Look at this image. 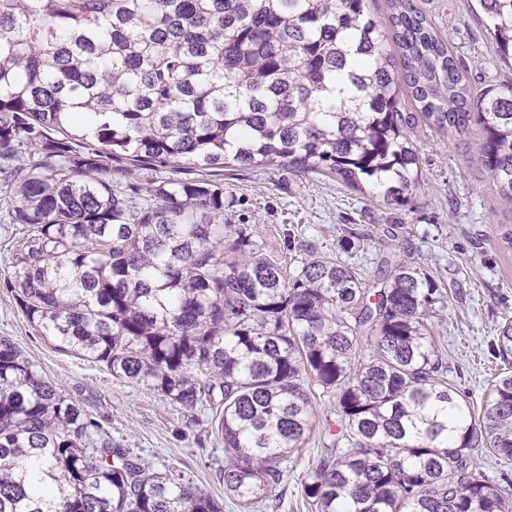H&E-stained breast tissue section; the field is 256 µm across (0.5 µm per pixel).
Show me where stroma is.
Here are the masks:
<instances>
[{
	"instance_id": "obj_1",
	"label": "stroma",
	"mask_w": 512,
	"mask_h": 512,
	"mask_svg": "<svg viewBox=\"0 0 512 512\" xmlns=\"http://www.w3.org/2000/svg\"><path fill=\"white\" fill-rule=\"evenodd\" d=\"M414 4L463 61L472 85L512 81V58L496 57L478 0ZM413 140L422 179L405 205L385 206L333 180L267 167L225 175L224 195L232 204L224 209V221L249 225L261 253L290 272L312 253L348 263L367 277L382 253L429 271L447 289L431 323L448 359V382L478 410L505 367L494 345L504 317L512 318V246L502 239L512 229V214L480 163V127L448 137L421 125ZM351 231L355 239L341 249L340 240ZM23 240L0 199V282L14 273ZM0 337L14 342L40 376L101 415L113 441L131 449L146 467L180 470L222 501L224 512H315L302 485L340 428L333 393H317L316 425L286 462L277 502H258L245 511L224 498V446L207 424H190L183 410L142 384L57 352L1 285Z\"/></svg>"
}]
</instances>
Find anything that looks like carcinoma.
Returning a JSON list of instances; mask_svg holds the SVG:
<instances>
[{
	"instance_id": "1",
	"label": "carcinoma",
	"mask_w": 512,
	"mask_h": 512,
	"mask_svg": "<svg viewBox=\"0 0 512 512\" xmlns=\"http://www.w3.org/2000/svg\"><path fill=\"white\" fill-rule=\"evenodd\" d=\"M0 0V196L26 244L5 287L63 353L211 410L224 495L276 496L313 429L314 388L344 432L303 484L316 512H512L474 453L512 458V371L479 413L448 384L430 317L441 281L380 260L293 275L224 223L223 171L278 167L386 204L420 187L410 129L483 131L512 212V83L473 87L412 0ZM512 54V0H479ZM419 113L401 111V98ZM188 166L194 177L112 173ZM371 354L355 363L360 339ZM496 351L512 357V319ZM0 512H224L154 472L0 338Z\"/></svg>"
}]
</instances>
